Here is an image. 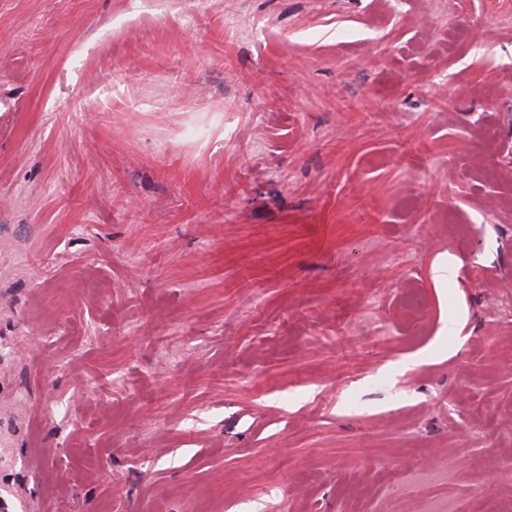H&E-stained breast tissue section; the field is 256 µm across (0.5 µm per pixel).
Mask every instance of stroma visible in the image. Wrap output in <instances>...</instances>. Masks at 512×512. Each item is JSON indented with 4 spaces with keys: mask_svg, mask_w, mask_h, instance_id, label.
<instances>
[{
    "mask_svg": "<svg viewBox=\"0 0 512 512\" xmlns=\"http://www.w3.org/2000/svg\"><path fill=\"white\" fill-rule=\"evenodd\" d=\"M0 491L512 512V0H0Z\"/></svg>",
    "mask_w": 512,
    "mask_h": 512,
    "instance_id": "1",
    "label": "stroma"
}]
</instances>
